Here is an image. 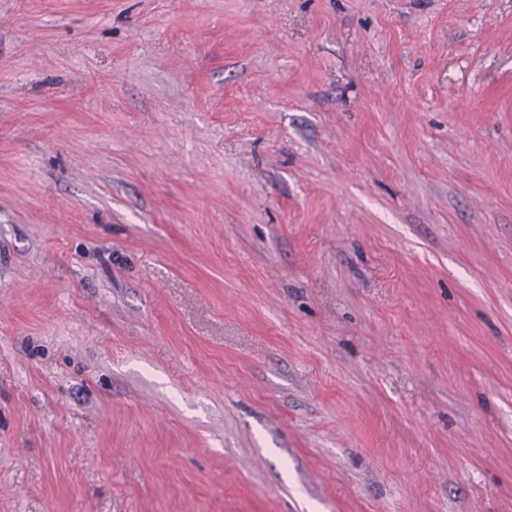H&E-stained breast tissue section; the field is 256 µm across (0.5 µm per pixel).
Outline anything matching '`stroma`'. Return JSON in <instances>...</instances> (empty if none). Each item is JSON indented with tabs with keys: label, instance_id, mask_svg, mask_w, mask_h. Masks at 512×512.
<instances>
[{
	"label": "stroma",
	"instance_id": "35a3bbf8",
	"mask_svg": "<svg viewBox=\"0 0 512 512\" xmlns=\"http://www.w3.org/2000/svg\"><path fill=\"white\" fill-rule=\"evenodd\" d=\"M0 512H512V0H0Z\"/></svg>",
	"mask_w": 512,
	"mask_h": 512
}]
</instances>
